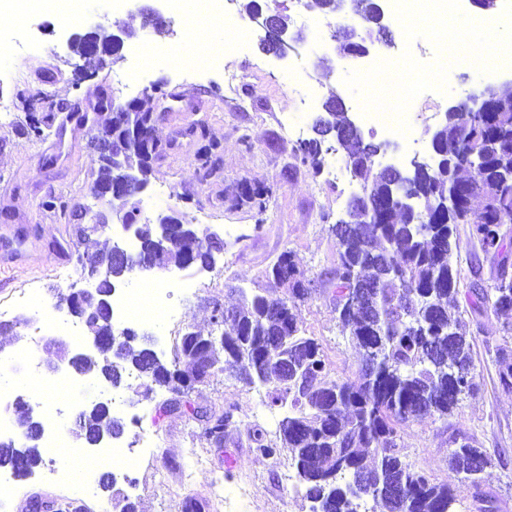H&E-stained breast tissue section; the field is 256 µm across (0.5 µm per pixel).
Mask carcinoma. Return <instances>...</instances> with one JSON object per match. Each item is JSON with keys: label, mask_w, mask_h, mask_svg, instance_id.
I'll use <instances>...</instances> for the list:
<instances>
[{"label": "carcinoma", "mask_w": 512, "mask_h": 512, "mask_svg": "<svg viewBox=\"0 0 512 512\" xmlns=\"http://www.w3.org/2000/svg\"><path fill=\"white\" fill-rule=\"evenodd\" d=\"M316 15L328 18L340 9L338 0H307ZM355 12L367 32H378L377 0H354ZM75 52L95 68L103 54L118 55L105 33L83 38ZM321 117L323 139L349 158L369 151L358 139L344 136L343 113L328 100ZM121 113L114 112L98 130L100 135L123 136L120 159L99 156L94 184H105L128 164L148 179L150 157L143 141L120 129ZM456 138L439 144V151L455 158L451 170L428 168L417 173L411 189L418 196L424 223L412 224L397 195L371 167L351 174L368 185L376 221L367 224L358 212L348 214L346 228L333 225L339 261L332 272L336 319L359 348L361 362L355 378L330 375L322 345L299 326L297 304L312 294L310 281L291 254H283L272 267L275 280L288 284V293L271 299L241 293V303L227 310L212 306L211 320L224 327L218 336L190 331L181 338L176 362L151 355V348L121 347L122 364L100 357L115 355L106 345L89 355L81 367L112 376L120 386L128 369L144 379L146 393L161 394L156 409L180 401L205 368L233 374L248 386L266 387V405L288 407L275 438L255 427L252 448L263 456L286 455L296 468V493L313 503L312 512H360L361 502L384 504L387 512H452L453 490L426 471L406 462L402 427L424 416L450 414L459 396L470 392L475 379V338L468 335L457 305L460 270L451 261L459 249L457 225L471 226L481 249L498 258L492 292L472 287L466 292L470 312L512 313V260L509 259L501 215L512 216V94L497 92L487 111L469 122L448 116ZM482 204L473 208L472 199ZM166 248H154V229L140 228L138 249L153 253L157 267L180 269L206 259L193 238L203 234L193 224H172ZM372 281L369 293L356 305L348 304L360 280ZM499 380L503 391L512 390V354L500 350ZM236 408L208 417V428L227 429ZM92 439L108 432L121 436L124 429L112 411L101 407L84 412ZM491 454L468 441L453 440L448 468L463 476L476 512H497L495 499L483 488V474ZM43 462L42 449L32 444L0 454V468L26 477Z\"/></svg>", "instance_id": "carcinoma-1"}]
</instances>
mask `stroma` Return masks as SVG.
Returning <instances> with one entry per match:
<instances>
[{
    "mask_svg": "<svg viewBox=\"0 0 512 512\" xmlns=\"http://www.w3.org/2000/svg\"><path fill=\"white\" fill-rule=\"evenodd\" d=\"M150 3L129 0L125 11L116 14L109 0H88L80 24L132 31L141 50L137 56L120 51L117 61L98 66L92 75L80 74L81 61L63 35L65 22L54 15L25 32L24 48L0 55V99L15 105L12 123L0 126V304L33 288L46 300L56 299L66 290L59 273L81 272L75 227L89 221L85 207L92 202L98 154L89 124L68 119L74 105H81L90 120L102 122L111 115L105 101L123 104L148 96L153 134L164 150L133 203L153 221L173 213L218 231L224 251L213 270L171 271L173 304L185 313L184 322L132 320L129 328L153 336L161 359L173 361L185 333L210 330L213 303L231 306L243 291L281 295L284 287L273 280L271 268L289 252L315 285L297 308L302 330L323 345L332 376L354 377L359 354L336 319L328 278L338 260L331 227L360 187L349 177L339 184L328 180L327 165L344 163L343 155H324L323 167L315 169L296 154L300 143L313 137L314 120L324 112L330 92L341 93L352 110L361 109L343 78L369 69L372 59L341 61L327 25L302 23L293 15L292 0H258L264 13L292 15L291 29L302 35L287 60H277L259 46L264 30L229 2L224 20L238 29V45L225 55L223 67L197 72L153 58L154 49L166 46L185 58L196 50L185 25L171 23L164 37L145 27L141 9ZM239 69L244 79L230 87L227 76ZM511 80L512 71L500 67L484 74L455 71L448 75V93L412 104L422 155H431V134L449 103L486 84ZM156 82L161 90L151 91ZM32 117L51 118V128L35 135L28 127ZM210 142L218 148L205 165L197 151ZM457 234L460 249L453 261L462 271L461 289L476 283L491 290L492 255L471 243L467 225H458ZM465 320L475 338L476 387L461 396L448 417L428 416L409 424L406 460L454 489L455 512H470L469 491L447 466L450 439L466 438L492 455L486 488L499 512H512V393L503 392L498 381L499 350L512 349V337L494 313L469 314ZM125 396L120 414L124 438L141 427L157 437L156 458L116 478L117 489L137 503L139 512H182L190 498L201 502L205 512H310L309 501L294 490L296 472L288 458L265 457L250 446L252 426L272 434L281 418L256 389L218 372L185 396L180 411L164 414L156 413L155 398L130 388ZM230 405L237 408L234 423L219 447L205 437L197 415L219 414ZM36 494L85 506L86 512L106 507L100 488L74 491L42 466L12 496L9 512H31Z\"/></svg>",
    "mask_w": 512,
    "mask_h": 512,
    "instance_id": "stroma-1",
    "label": "stroma"
}]
</instances>
